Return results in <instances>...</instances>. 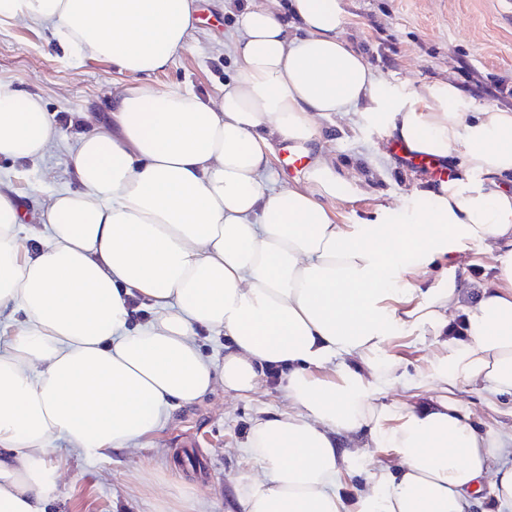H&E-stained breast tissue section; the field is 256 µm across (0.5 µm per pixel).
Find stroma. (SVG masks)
<instances>
[{
	"instance_id": "35a3bbf8",
	"label": "stroma",
	"mask_w": 512,
	"mask_h": 512,
	"mask_svg": "<svg viewBox=\"0 0 512 512\" xmlns=\"http://www.w3.org/2000/svg\"><path fill=\"white\" fill-rule=\"evenodd\" d=\"M346 22L343 38L361 52L375 73L397 93L423 91L449 81L463 91L461 109L469 113L486 106L512 108V0H340ZM198 21L189 46L163 71L141 81L155 89L175 85L192 89L212 106L224 96L231 75L229 34L234 14L220 0H197ZM136 77L119 72L108 61L76 58L52 36L48 27L21 18H0V85L40 97L52 118L66 117L67 138L83 128L106 121V103L114 93L136 84ZM321 141L305 143L308 155L328 150L348 171L371 173L360 194L339 202L345 224H393L405 212L424 213L422 196L429 172L394 155L373 163L372 148L390 146L387 129L365 123L352 110L336 122L321 121ZM0 171L13 175L19 200L26 203L25 223L39 226L40 206L51 190L76 187L72 161L61 149L35 161H0ZM441 337L429 332L399 330L383 347L396 357L407 375L425 383L415 390L402 381L387 384L375 395L378 404L397 407L426 405L441 397L429 377L433 363L446 355ZM456 396L482 431L512 432V399L488 395L481 383L460 386ZM288 402L272 383L249 396L225 392L215 384L201 399L175 408L164 427L151 437L109 457L85 460L61 450L50 451L47 462L58 473L59 498L53 512H235L234 485L245 475L258 474L257 464L244 453L256 416L287 409ZM194 441L193 461H183L176 439ZM358 452L349 461L343 487L362 488L365 475L395 466L393 449L367 436L353 439Z\"/></svg>"
}]
</instances>
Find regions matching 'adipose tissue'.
Instances as JSON below:
<instances>
[{
	"instance_id": "ef3b65f1",
	"label": "adipose tissue",
	"mask_w": 512,
	"mask_h": 512,
	"mask_svg": "<svg viewBox=\"0 0 512 512\" xmlns=\"http://www.w3.org/2000/svg\"><path fill=\"white\" fill-rule=\"evenodd\" d=\"M233 8L236 76L220 108L133 85L108 124L66 144L39 97L0 87V159L63 144L79 184L51 194L37 229L0 178V512H47L55 442L106 457L216 382L250 395L272 364L288 407L251 428L245 452L262 473L236 485L238 512H472L487 476L498 512H512V465L497 462L512 434L475 431L451 396L471 381L512 396V109L463 114L450 82L395 96L342 38L339 0ZM0 17L50 25L80 57L138 76L186 49L195 0H0ZM353 108L414 151L455 156L462 179L429 187L424 217L400 224L340 223L331 204L351 179L323 151L300 185L268 186L275 143L316 140L317 119ZM471 252L490 255L492 277L468 304L442 263ZM436 269L447 285L431 291ZM133 296L147 325L132 322ZM457 311L463 335L446 336L432 375L443 396L396 414L377 405L402 375L381 356L387 340L446 335ZM201 328L230 337L223 366ZM337 358L339 382L324 381ZM359 433L399 463L350 501L337 486Z\"/></svg>"
}]
</instances>
